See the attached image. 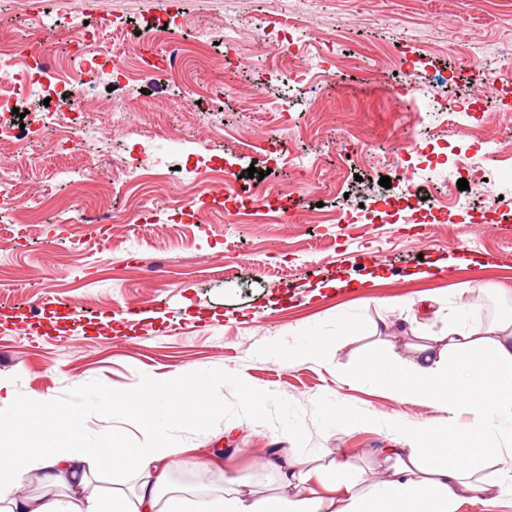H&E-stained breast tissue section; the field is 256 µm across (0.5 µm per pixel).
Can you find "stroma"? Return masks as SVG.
<instances>
[{
	"instance_id": "stroma-1",
	"label": "stroma",
	"mask_w": 512,
	"mask_h": 512,
	"mask_svg": "<svg viewBox=\"0 0 512 512\" xmlns=\"http://www.w3.org/2000/svg\"><path fill=\"white\" fill-rule=\"evenodd\" d=\"M83 22L123 43L136 73L87 102L78 167L96 198L72 203L63 183L43 200L49 138L29 142L24 162L0 152L24 200L42 201L38 223L21 210L0 222L12 282L0 287V378L17 398L52 400L94 380L128 389L143 374L220 369L299 407L316 464L376 474L371 452L398 446L399 420L441 411L380 390L369 363L442 347L450 316L485 318L484 302L512 311L492 288L512 281V222L487 211L512 198V71L478 106L462 97L476 66L512 45V0H0V44L25 57L58 62ZM172 36L200 51L177 79L159 65ZM188 85L219 111L180 109ZM110 99L126 105L124 125L103 119ZM157 155L179 171L145 222L126 223L141 198L108 160ZM218 164L235 189L285 191L286 223L231 215L184 176ZM187 199L204 224L187 220ZM369 275L378 286L359 287ZM313 342L319 362L289 361ZM180 445L223 457L257 495L298 493L258 464L271 448L298 451L274 426L227 419Z\"/></svg>"
}]
</instances>
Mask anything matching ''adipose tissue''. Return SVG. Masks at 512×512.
I'll list each match as a JSON object with an SVG mask.
<instances>
[{"label":"adipose tissue","mask_w":512,"mask_h":512,"mask_svg":"<svg viewBox=\"0 0 512 512\" xmlns=\"http://www.w3.org/2000/svg\"><path fill=\"white\" fill-rule=\"evenodd\" d=\"M446 337L443 351L418 344L410 360L372 367L374 381L394 397L423 398L443 413L433 424H405L403 447L377 449V456L393 465L390 477L375 480L351 466L338 480L326 466L300 460L285 465L271 457L266 467L283 483L307 486L308 497L255 498L226 475L222 493L191 500L171 482L181 459L159 445L126 447L117 435L108 463L116 471L135 470L137 492L129 497L116 491L80 505L72 497L85 481L80 405L53 408L45 396L33 394L7 401L13 416L0 439V512H455L464 498L499 512L504 494H512V313L450 326ZM466 413L478 416L479 427L462 423ZM487 433L507 440V447H482ZM492 460L500 466V495L484 475ZM35 479L71 493L24 494Z\"/></svg>","instance_id":"adipose-tissue-1"}]
</instances>
